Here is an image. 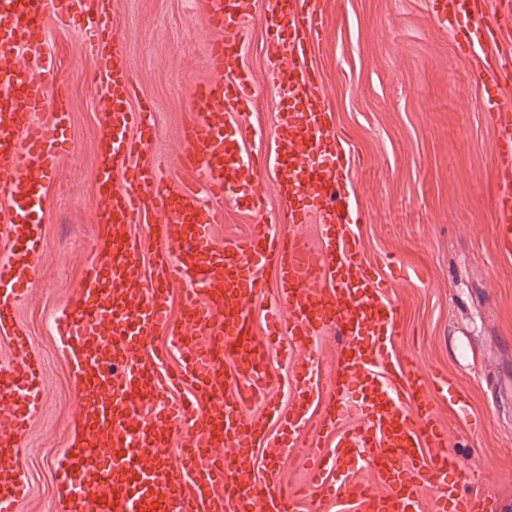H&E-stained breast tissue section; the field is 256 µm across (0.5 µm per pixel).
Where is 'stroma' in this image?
<instances>
[{"mask_svg": "<svg viewBox=\"0 0 512 512\" xmlns=\"http://www.w3.org/2000/svg\"><path fill=\"white\" fill-rule=\"evenodd\" d=\"M325 29L314 55L326 102L352 145L350 181L362 213L366 258L384 268L399 326L397 357L447 372L483 419L468 429L451 399L435 412L448 449L473 463L472 487L484 512H512V255L497 247L493 202L496 129L479 101L485 92L473 59L460 53L435 0H319ZM242 38L252 107L234 117L245 153L275 133L279 100L265 71L277 36L261 5ZM57 55L54 83L72 113L70 151L45 180V248L33 292L19 317L45 365L42 405L21 453L29 487L19 512H61L54 462L77 426L76 381L51 326L97 246L93 210L103 104L98 66L75 28L47 25ZM139 99L153 106L159 135L153 159L162 179L179 176L180 126L191 90L209 79V43L218 40L194 0H112ZM247 195L214 206L216 236L242 234L261 219Z\"/></svg>", "mask_w": 512, "mask_h": 512, "instance_id": "1", "label": "stroma"}]
</instances>
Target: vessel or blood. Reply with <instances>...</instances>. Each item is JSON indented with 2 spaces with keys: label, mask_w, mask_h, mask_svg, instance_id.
<instances>
[{
  "label": "vessel or blood",
  "mask_w": 512,
  "mask_h": 512,
  "mask_svg": "<svg viewBox=\"0 0 512 512\" xmlns=\"http://www.w3.org/2000/svg\"><path fill=\"white\" fill-rule=\"evenodd\" d=\"M457 48L478 55L477 78L489 89L512 82V62L497 53L512 39V0H441ZM112 0H0V512H18L27 488L20 450L39 408L42 362L18 309L35 285L44 250L39 224L44 178L67 141L66 93H48L55 66L45 19L77 23L98 59L94 82L107 107L93 208L99 250L53 326L77 378L83 428L56 460L64 512H300L301 491L285 492L272 444L271 421L289 438H335L333 453H313L310 478L321 489L312 512H479L463 486L476 468L446 449L435 416L447 395L469 420L465 396L448 375L428 374L411 360L394 363L395 308L389 283L370 264L355 228L349 190L351 148L326 106L313 48L324 32L317 0H263V20L282 29L266 70L287 91L276 133L260 155H244L225 133L227 118L249 107L250 75L233 43L253 13V0H200L205 21L223 31L207 53L212 77L197 86L182 126V168L188 180L162 181L146 154L155 137L150 113L132 108L126 55L110 36ZM497 130L495 203L499 250L512 255V102L487 96ZM245 168L273 171L287 207L252 225L242 239L211 230L210 204L241 190ZM132 171L123 186L115 174ZM320 224L317 245L296 234ZM142 225L137 234L133 225ZM274 269L277 291L256 336L252 310L263 273ZM184 285L183 319L168 318L169 286ZM343 345L329 401L317 427L309 407L319 397L320 364L312 351L327 332ZM165 336L180 362L162 368L149 340ZM290 336L310 357L294 377L298 402L282 408L271 390L272 339ZM264 410L249 412L251 402ZM357 424L341 430L348 411ZM270 459L253 478V453ZM372 469L378 483L352 478Z\"/></svg>",
  "instance_id": "b4317fda"
}]
</instances>
